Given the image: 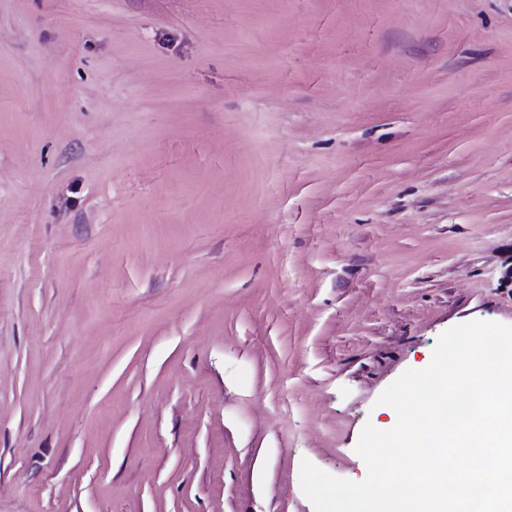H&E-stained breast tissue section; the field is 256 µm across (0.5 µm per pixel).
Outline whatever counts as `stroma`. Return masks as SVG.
Listing matches in <instances>:
<instances>
[{
  "instance_id": "stroma-1",
  "label": "stroma",
  "mask_w": 512,
  "mask_h": 512,
  "mask_svg": "<svg viewBox=\"0 0 512 512\" xmlns=\"http://www.w3.org/2000/svg\"><path fill=\"white\" fill-rule=\"evenodd\" d=\"M474 320L512 0H0V512H314Z\"/></svg>"
}]
</instances>
